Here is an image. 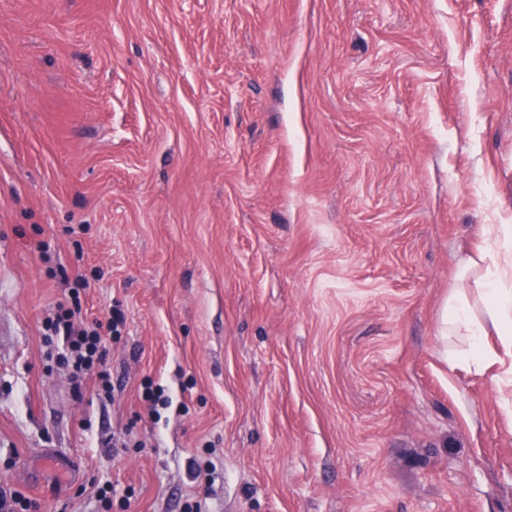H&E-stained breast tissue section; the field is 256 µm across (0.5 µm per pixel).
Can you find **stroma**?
<instances>
[{
  "instance_id": "obj_1",
  "label": "stroma",
  "mask_w": 512,
  "mask_h": 512,
  "mask_svg": "<svg viewBox=\"0 0 512 512\" xmlns=\"http://www.w3.org/2000/svg\"><path fill=\"white\" fill-rule=\"evenodd\" d=\"M485 224L512 0H0V490L512 512V383L441 333ZM76 275L108 398L45 326Z\"/></svg>"
}]
</instances>
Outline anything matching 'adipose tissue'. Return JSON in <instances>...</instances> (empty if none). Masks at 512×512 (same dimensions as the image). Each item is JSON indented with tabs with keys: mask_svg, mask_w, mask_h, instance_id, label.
I'll return each mask as SVG.
<instances>
[{
	"mask_svg": "<svg viewBox=\"0 0 512 512\" xmlns=\"http://www.w3.org/2000/svg\"><path fill=\"white\" fill-rule=\"evenodd\" d=\"M489 230L495 249L460 264L444 322L449 335L467 341L460 364L478 373L496 365L512 375V224Z\"/></svg>",
	"mask_w": 512,
	"mask_h": 512,
	"instance_id": "ef3b65f1",
	"label": "adipose tissue"
}]
</instances>
